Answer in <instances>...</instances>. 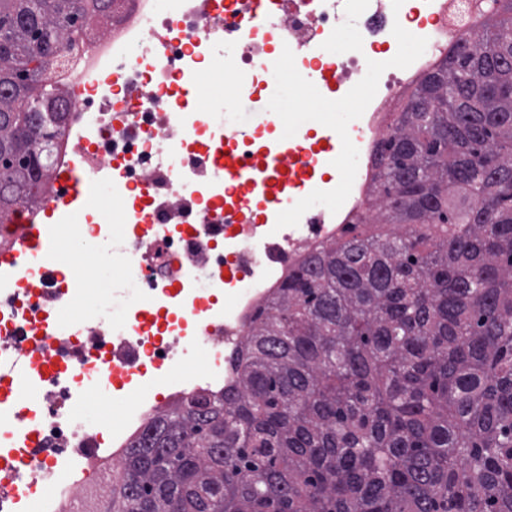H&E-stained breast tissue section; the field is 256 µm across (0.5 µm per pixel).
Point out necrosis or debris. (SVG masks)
<instances>
[{"label": "necrosis or debris", "mask_w": 512, "mask_h": 512, "mask_svg": "<svg viewBox=\"0 0 512 512\" xmlns=\"http://www.w3.org/2000/svg\"><path fill=\"white\" fill-rule=\"evenodd\" d=\"M261 2L117 0L105 31L57 58L68 120L46 163L110 195L102 207L65 203L53 181L24 211L57 252L77 239L94 260L122 242L139 295L108 322L91 312L92 268L0 271V360L24 355L39 399L34 411L0 399L12 420L0 431V512H82L152 420L191 396L223 394L255 311L365 211L393 112L449 38L478 32L482 14L481 0H288L262 17ZM349 19L360 40L339 59L336 33ZM407 42L418 47L408 57ZM284 59L281 79L272 68ZM227 76L228 99L200 110L201 82ZM311 82L355 103L345 130L329 112L280 111L284 84ZM343 153L351 167L337 180ZM225 155L237 172L220 173ZM265 155L287 171L272 177ZM82 377L127 403L109 437L83 423L85 394L71 384Z\"/></svg>", "instance_id": "1"}]
</instances>
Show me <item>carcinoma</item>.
Wrapping results in <instances>:
<instances>
[{"instance_id":"cac0c4a2","label":"carcinoma","mask_w":512,"mask_h":512,"mask_svg":"<svg viewBox=\"0 0 512 512\" xmlns=\"http://www.w3.org/2000/svg\"><path fill=\"white\" fill-rule=\"evenodd\" d=\"M115 0H0V224L64 135L43 61ZM382 142L368 212L259 309L236 378L131 443L109 512H512V0Z\"/></svg>"}]
</instances>
